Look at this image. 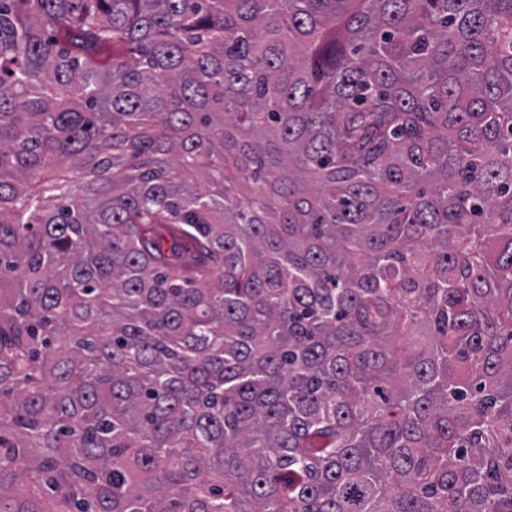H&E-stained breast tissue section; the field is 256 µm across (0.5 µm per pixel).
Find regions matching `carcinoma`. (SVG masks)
Segmentation results:
<instances>
[{"mask_svg":"<svg viewBox=\"0 0 512 512\" xmlns=\"http://www.w3.org/2000/svg\"><path fill=\"white\" fill-rule=\"evenodd\" d=\"M0 512H512V0H0Z\"/></svg>","mask_w":512,"mask_h":512,"instance_id":"1","label":"carcinoma"}]
</instances>
